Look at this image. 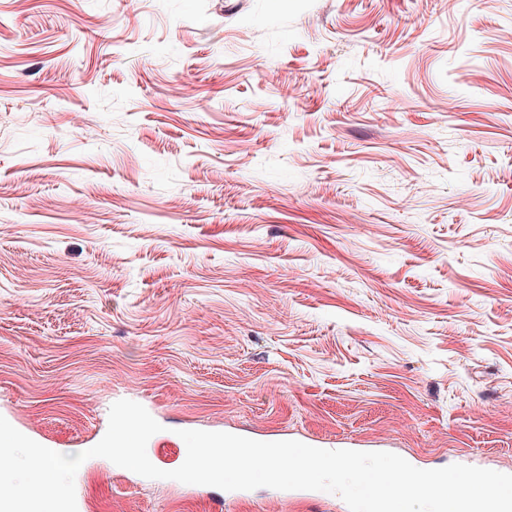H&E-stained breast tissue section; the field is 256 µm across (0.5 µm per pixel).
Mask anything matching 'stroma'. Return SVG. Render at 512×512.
<instances>
[{
  "instance_id": "obj_1",
  "label": "stroma",
  "mask_w": 512,
  "mask_h": 512,
  "mask_svg": "<svg viewBox=\"0 0 512 512\" xmlns=\"http://www.w3.org/2000/svg\"><path fill=\"white\" fill-rule=\"evenodd\" d=\"M509 30L512 0H0V416L73 455L132 400L163 470L203 430L512 473ZM75 491L224 495L102 457Z\"/></svg>"
}]
</instances>
